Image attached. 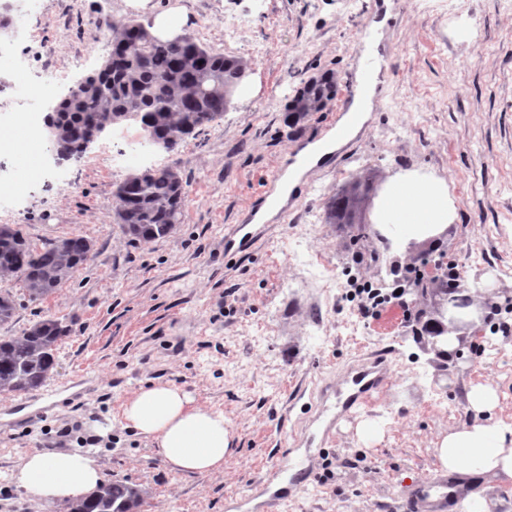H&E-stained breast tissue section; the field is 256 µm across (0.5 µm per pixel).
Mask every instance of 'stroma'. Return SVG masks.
Instances as JSON below:
<instances>
[{
  "mask_svg": "<svg viewBox=\"0 0 512 512\" xmlns=\"http://www.w3.org/2000/svg\"><path fill=\"white\" fill-rule=\"evenodd\" d=\"M10 33L31 73L59 74L49 113L112 51L114 23H151L181 6L187 34L247 64L248 92L177 151L137 146L141 128L106 129L58 172L0 201V225L36 245L73 235L94 258L41 300L17 277H0L16 301L0 336L55 318L70 333L39 395H0V512H66L39 506L9 478L20 457L94 449L106 480L142 489L137 512H399L406 484L439 471L435 446L468 415L465 394L491 387L494 418L512 424V0H29ZM388 57L376 105L359 134L312 174L290 220L255 245L235 241L244 210L291 152L323 138L342 105L365 26ZM329 79L323 109L296 117L290 105L309 82ZM178 164L187 183L182 220L166 238L131 239L114 222L113 190L137 170ZM447 180L456 215L437 238L393 249L373 223L396 173ZM353 200L351 221L330 224L336 194ZM233 239L225 250V239ZM454 261L465 308L441 289L414 310L388 304L365 318L347 301L349 274L393 288L422 258ZM454 310L457 349L433 358L417 311ZM389 353L375 400L337 417L322 398L368 353ZM151 382L172 383L223 412L233 434L220 473L173 472L150 440L126 426L124 403ZM381 426L372 440L361 421ZM70 436H60L61 428ZM311 458L302 489L294 461Z\"/></svg>",
  "mask_w": 512,
  "mask_h": 512,
  "instance_id": "1",
  "label": "stroma"
}]
</instances>
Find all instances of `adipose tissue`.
Returning <instances> with one entry per match:
<instances>
[{
	"label": "adipose tissue",
	"mask_w": 512,
	"mask_h": 512,
	"mask_svg": "<svg viewBox=\"0 0 512 512\" xmlns=\"http://www.w3.org/2000/svg\"><path fill=\"white\" fill-rule=\"evenodd\" d=\"M454 207L444 179L416 172L397 174L378 199L373 222L400 247L443 232ZM494 393L474 387L466 394L471 418L440 441L443 470L487 475L512 491V427L495 421ZM128 426L150 440L170 470L200 475L221 472L232 435L223 413L195 404L178 386L152 383L126 403ZM15 485L38 503L66 505L90 495L104 482L103 466L88 452L25 453L12 473Z\"/></svg>",
	"instance_id": "adipose-tissue-1"
}]
</instances>
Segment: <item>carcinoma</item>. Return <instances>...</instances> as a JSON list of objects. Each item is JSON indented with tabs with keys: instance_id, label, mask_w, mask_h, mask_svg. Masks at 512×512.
Masks as SVG:
<instances>
[{
	"instance_id": "obj_1",
	"label": "carcinoma",
	"mask_w": 512,
	"mask_h": 512,
	"mask_svg": "<svg viewBox=\"0 0 512 512\" xmlns=\"http://www.w3.org/2000/svg\"><path fill=\"white\" fill-rule=\"evenodd\" d=\"M107 68L69 92L57 118L60 134L54 149L69 158L83 151L90 124L105 128L139 113L138 124L158 142L179 145L221 119L241 80L244 64L224 57L188 35L180 44L153 36L139 21L122 22L112 40ZM332 86L312 83L295 101L304 115L319 110ZM115 220L134 240L169 236L181 223L188 192L176 166L150 168L128 175L113 190ZM350 216V200L337 194L327 205L334 224ZM92 243L72 236L35 248L21 229L0 225V275H16L32 299H43L70 280L90 259ZM68 329L54 318L34 323L19 336L0 337V394L39 387L56 363L59 343ZM141 492L120 480L69 506L70 512H135Z\"/></svg>"
}]
</instances>
